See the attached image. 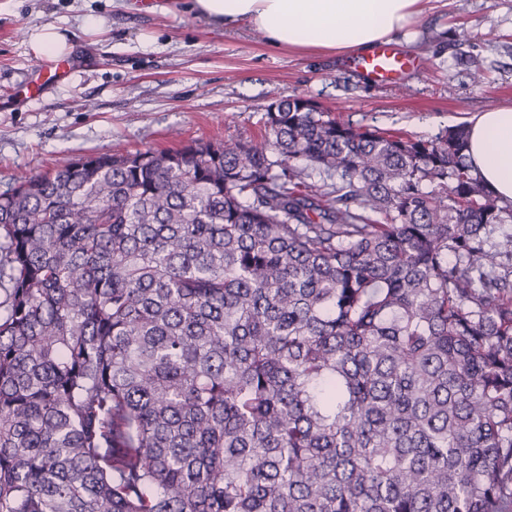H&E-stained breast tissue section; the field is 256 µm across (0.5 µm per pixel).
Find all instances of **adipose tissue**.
I'll return each mask as SVG.
<instances>
[{
    "instance_id": "1",
    "label": "adipose tissue",
    "mask_w": 512,
    "mask_h": 512,
    "mask_svg": "<svg viewBox=\"0 0 512 512\" xmlns=\"http://www.w3.org/2000/svg\"><path fill=\"white\" fill-rule=\"evenodd\" d=\"M422 0H188L196 17L259 30L283 50L368 52L408 37ZM467 155L493 198L512 201V104L475 114Z\"/></svg>"
}]
</instances>
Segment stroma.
Returning a JSON list of instances; mask_svg holds the SVG:
<instances>
[{
	"label": "stroma",
	"instance_id": "1",
	"mask_svg": "<svg viewBox=\"0 0 512 512\" xmlns=\"http://www.w3.org/2000/svg\"><path fill=\"white\" fill-rule=\"evenodd\" d=\"M48 23L64 33L73 68L31 96L28 39ZM462 28L468 41L456 38ZM415 30L399 48L419 67L371 84L345 55L272 48L260 31L194 17L186 0H0V192L117 146L258 141L267 107L296 96L424 138L512 103V0H423Z\"/></svg>",
	"mask_w": 512,
	"mask_h": 512
}]
</instances>
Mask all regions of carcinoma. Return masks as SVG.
I'll return each mask as SVG.
<instances>
[{
  "instance_id": "1",
  "label": "carcinoma",
  "mask_w": 512,
  "mask_h": 512,
  "mask_svg": "<svg viewBox=\"0 0 512 512\" xmlns=\"http://www.w3.org/2000/svg\"><path fill=\"white\" fill-rule=\"evenodd\" d=\"M292 103L0 193V512H512V202Z\"/></svg>"
}]
</instances>
